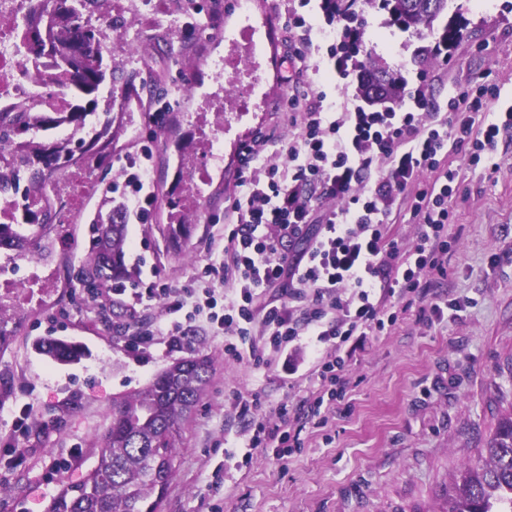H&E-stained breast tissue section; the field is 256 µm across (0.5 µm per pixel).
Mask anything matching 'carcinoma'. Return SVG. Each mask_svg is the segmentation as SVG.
Segmentation results:
<instances>
[{
  "instance_id": "carcinoma-1",
  "label": "carcinoma",
  "mask_w": 512,
  "mask_h": 512,
  "mask_svg": "<svg viewBox=\"0 0 512 512\" xmlns=\"http://www.w3.org/2000/svg\"><path fill=\"white\" fill-rule=\"evenodd\" d=\"M43 2L47 9L30 25L28 46L65 68L75 86V105L70 112H41L34 119L28 112H0V148L21 141L18 167L39 185L61 170L102 159L112 141V113L98 111L95 97L109 70L99 54L97 30L81 21L82 0ZM379 6L395 16L397 27L408 31L433 28L448 10V0H380ZM381 74L374 66L363 65L359 92L373 104L401 96L402 80L384 85ZM62 122L81 139L41 144L25 136L34 124L49 128ZM49 220L47 213L40 219L26 212L27 225L0 228V248L23 249L28 236L45 230ZM126 242V225H100L94 262L82 272V280L92 287L123 282ZM36 350L59 362L83 355L80 345L59 339L42 340ZM211 370L207 357L179 360L144 389L126 396L112 409L95 467L82 482L62 486L48 512H163L184 425L205 393ZM448 512H512V415L499 423L483 463L462 471L460 483L448 495Z\"/></svg>"
}]
</instances>
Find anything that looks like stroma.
<instances>
[{
    "label": "stroma",
    "mask_w": 512,
    "mask_h": 512,
    "mask_svg": "<svg viewBox=\"0 0 512 512\" xmlns=\"http://www.w3.org/2000/svg\"><path fill=\"white\" fill-rule=\"evenodd\" d=\"M205 3L208 38L171 26L185 0H165V17L139 28L134 44L118 41L112 53L113 156L131 151L136 133L148 130L150 104L187 79L197 84L192 100L171 112V142L157 152L154 221L127 227L129 289L156 279L172 288L198 286L224 247L238 143L258 132L279 143L291 138L288 99L306 88L307 74L286 81L265 66L259 110L218 111L209 100L217 84L199 60L228 50L220 37L226 0ZM356 10L362 58L401 76L404 90L420 84L421 71L433 104L488 85L498 89L500 106L512 104V0H448L447 16L462 31L445 55L431 52L443 22L403 31L367 0H358ZM216 132L224 140L223 175L192 216L190 237L171 246L167 227L183 217L176 174L200 162L198 145ZM497 160L494 173L448 148L459 191L447 276L436 293L460 301L461 311L431 322L414 308L383 335L356 344L344 372L343 405L317 418L309 408L319 390L314 358L330 354V345L315 354L300 348L301 366L292 373L272 352L261 365L233 359L224 336L203 319L181 348L170 349L152 334L162 302L134 309L126 296L89 302L81 273L110 210L106 192L115 169H84L92 192L68 229L70 254L41 281L46 295L0 308V328L10 335L0 349V512H48L62 486L82 481L96 465L113 405L172 362L201 356L213 362L211 382L183 434L164 512H434L440 490L464 464L479 460L500 417L512 412V136L503 138ZM43 339L78 342L87 356L55 362L36 351ZM254 397L261 412L243 413V400ZM23 408L28 417L19 433ZM262 423L286 424L300 448L281 461L268 448L245 452Z\"/></svg>",
    "instance_id": "obj_1"
}]
</instances>
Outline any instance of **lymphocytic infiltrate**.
<instances>
[{
    "label": "lymphocytic infiltrate",
    "mask_w": 512,
    "mask_h": 512,
    "mask_svg": "<svg viewBox=\"0 0 512 512\" xmlns=\"http://www.w3.org/2000/svg\"><path fill=\"white\" fill-rule=\"evenodd\" d=\"M298 0L284 22L310 53L333 61L339 80L357 71L349 46L356 26L337 15L335 0H322L327 25L340 27L325 45L314 42L315 27ZM468 96L455 95L445 115L433 112L424 87L380 111L356 107L337 111L324 92L308 88L291 97L295 132L274 161L268 140L256 135L239 158L235 190L228 199L232 227L224 236V258L206 268L223 275L229 292L216 288L175 289L149 285L146 300L169 298L154 329L170 348L181 347L198 318L228 336L224 350L235 359L261 362L265 351L284 353L300 343L346 345L355 336H378L395 325L401 309L421 300L436 319L445 310L460 311L456 301L432 298L431 288L447 273L448 224L457 174L443 153L449 144L468 148L472 164L493 160L503 136L512 134V105L476 126ZM168 105L156 108L152 131L136 153L120 156L112 183L110 220L149 224L158 208L152 176L157 134L168 123ZM432 181H422L423 173ZM417 221L411 247L393 231L404 218ZM302 249H294L297 239ZM281 289L280 298L259 303L260 294ZM293 296H307L311 306L297 315ZM396 305H389V298ZM247 349H239L238 340ZM347 359L321 361V391L313 410L339 405L347 392Z\"/></svg>",
    "instance_id": "lymphocytic-infiltrate-1"
}]
</instances>
